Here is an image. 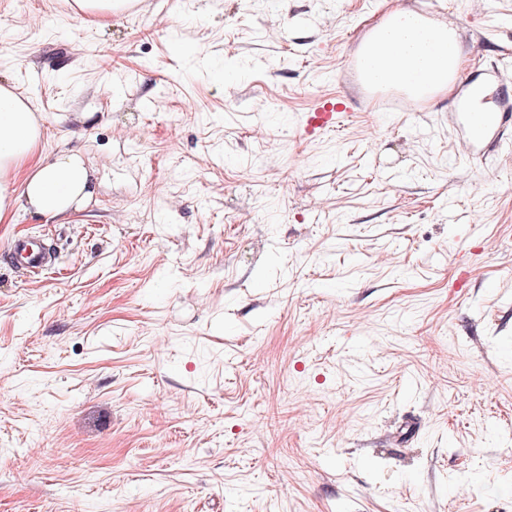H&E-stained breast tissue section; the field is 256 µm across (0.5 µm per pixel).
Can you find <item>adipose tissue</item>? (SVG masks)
I'll return each mask as SVG.
<instances>
[{"label":"adipose tissue","mask_w":512,"mask_h":512,"mask_svg":"<svg viewBox=\"0 0 512 512\" xmlns=\"http://www.w3.org/2000/svg\"><path fill=\"white\" fill-rule=\"evenodd\" d=\"M362 58L373 82L419 99L449 92L464 62L453 28L401 9L371 31ZM42 138L28 100L0 85V220L22 210L63 224L93 198L84 160L67 150L42 155Z\"/></svg>","instance_id":"obj_1"}]
</instances>
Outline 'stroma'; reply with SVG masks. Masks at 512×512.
I'll list each match as a JSON object with an SVG mask.
<instances>
[{
	"mask_svg": "<svg viewBox=\"0 0 512 512\" xmlns=\"http://www.w3.org/2000/svg\"><path fill=\"white\" fill-rule=\"evenodd\" d=\"M398 6L462 38L414 109L347 65ZM505 60L512 0H0V84L98 186L0 223V512H512V154L448 129ZM71 8L76 14L88 19L90 22L112 16L119 7L123 6L124 0H70ZM347 114V105L340 97L319 99L315 105L304 112L298 124L299 136L305 141H314L333 132ZM8 257L26 276L37 275L52 266L58 259L41 237H25L14 240Z\"/></svg>",
	"mask_w": 512,
	"mask_h": 512,
	"instance_id": "1",
	"label": "stroma"
}]
</instances>
